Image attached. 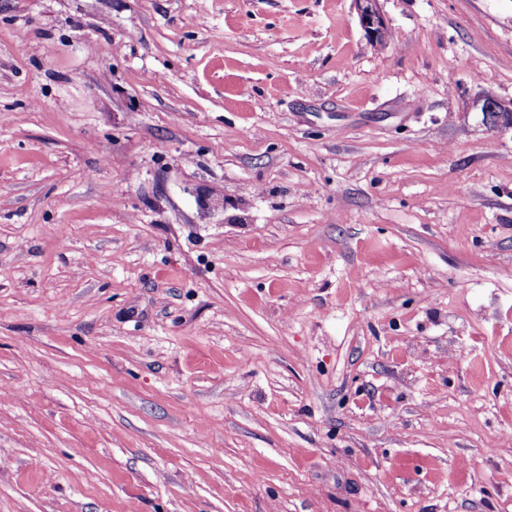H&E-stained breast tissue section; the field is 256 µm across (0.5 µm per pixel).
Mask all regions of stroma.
<instances>
[{
  "label": "stroma",
  "instance_id": "stroma-1",
  "mask_svg": "<svg viewBox=\"0 0 512 512\" xmlns=\"http://www.w3.org/2000/svg\"><path fill=\"white\" fill-rule=\"evenodd\" d=\"M0 0V512H512V0ZM378 2L379 0H353L366 37L376 44L383 43L387 39L383 36L389 31ZM481 112L487 116V120L490 121L493 127H512V105L509 107L494 99L487 98L482 104Z\"/></svg>",
  "mask_w": 512,
  "mask_h": 512
}]
</instances>
